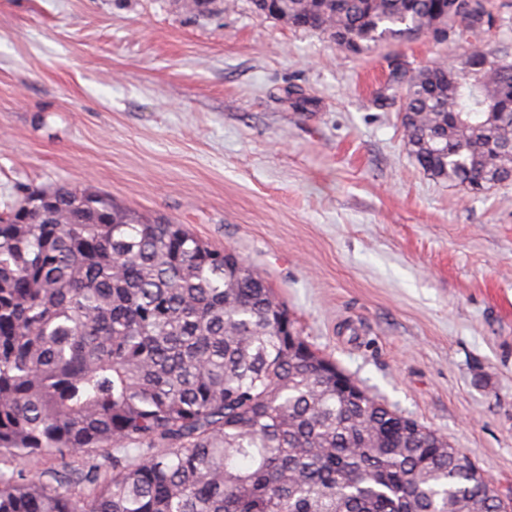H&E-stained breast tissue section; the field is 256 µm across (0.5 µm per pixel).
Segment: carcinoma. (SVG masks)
<instances>
[{"mask_svg": "<svg viewBox=\"0 0 512 512\" xmlns=\"http://www.w3.org/2000/svg\"><path fill=\"white\" fill-rule=\"evenodd\" d=\"M454 0H263L360 53L426 34L460 60L390 79L405 145L479 194L512 181V51ZM0 213V512H497L474 463L301 336L230 249L93 192ZM45 189H32L33 197ZM136 449H129V445ZM103 461H98V458Z\"/></svg>", "mask_w": 512, "mask_h": 512, "instance_id": "carcinoma-1", "label": "carcinoma"}]
</instances>
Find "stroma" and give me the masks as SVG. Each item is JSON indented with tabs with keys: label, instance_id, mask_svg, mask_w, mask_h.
Returning <instances> with one entry per match:
<instances>
[{
	"label": "stroma",
	"instance_id": "1",
	"mask_svg": "<svg viewBox=\"0 0 512 512\" xmlns=\"http://www.w3.org/2000/svg\"><path fill=\"white\" fill-rule=\"evenodd\" d=\"M184 0H0V212L59 184L242 256L300 336L488 471L512 512V183L427 175L386 57Z\"/></svg>",
	"mask_w": 512,
	"mask_h": 512
}]
</instances>
